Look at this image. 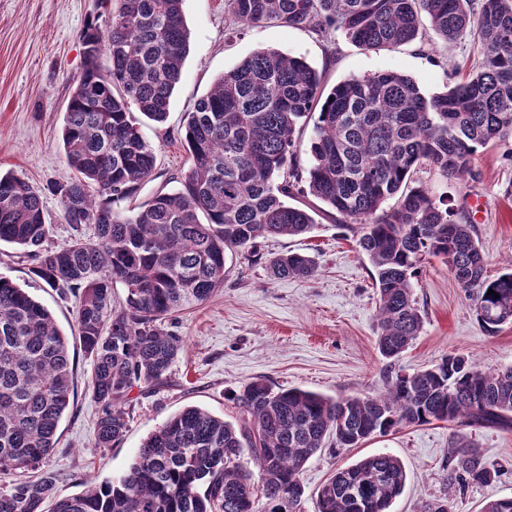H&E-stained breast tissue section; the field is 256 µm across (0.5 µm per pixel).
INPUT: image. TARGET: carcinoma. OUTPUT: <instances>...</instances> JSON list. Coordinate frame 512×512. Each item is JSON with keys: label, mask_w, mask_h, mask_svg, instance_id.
I'll list each match as a JSON object with an SVG mask.
<instances>
[{"label": "carcinoma", "mask_w": 512, "mask_h": 512, "mask_svg": "<svg viewBox=\"0 0 512 512\" xmlns=\"http://www.w3.org/2000/svg\"><path fill=\"white\" fill-rule=\"evenodd\" d=\"M103 2L112 9L80 35L83 70L64 112L68 174L43 187L0 174V242L24 250L31 273L60 297L78 298L76 328L93 363L87 389L98 407L97 447L123 440L133 390L142 395L167 381L185 341L164 323L224 287L227 253L313 229L310 212L290 203L296 196L335 211L374 268L377 345L389 363L422 330L414 280L429 257L448 266L486 332L512 323V261L488 277L468 214L415 179L432 170L463 190L477 179L472 163L480 149L512 142V0H224L231 35L273 21L311 27L330 45L338 32L377 49L422 41L426 21L446 42L473 37L480 62L465 81L429 96L396 71L327 92L303 58L257 51L185 113L191 165L180 186L127 209L121 204L156 169L139 117L166 121L190 32L184 0ZM314 113L303 164L297 134ZM46 194L58 198L74 231L67 243H48ZM392 198L396 205L386 207ZM86 224L93 235L83 234ZM269 271L312 277L316 264L287 253L270 259ZM118 286L124 297L116 306ZM72 375L69 341L52 314L0 274V473L44 466L74 402ZM233 400V423L194 406L168 418L111 483L62 494L44 471L0 485V512H44L48 501L51 512H283L286 496L288 512H303L300 475L326 439L358 448L433 421L456 434L448 497L424 512H453L456 495L497 475L460 431L512 429V366L485 371L453 353L412 374L388 375L386 392L375 397L333 399L258 380ZM246 456L259 469L258 486ZM406 479L396 456H365L319 487L317 512H390Z\"/></svg>", "instance_id": "carcinoma-1"}]
</instances>
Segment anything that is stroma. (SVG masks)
<instances>
[{
  "label": "stroma",
  "mask_w": 512,
  "mask_h": 512,
  "mask_svg": "<svg viewBox=\"0 0 512 512\" xmlns=\"http://www.w3.org/2000/svg\"><path fill=\"white\" fill-rule=\"evenodd\" d=\"M102 0H0V172H12L37 186L66 172L61 141L63 115L82 70L80 34L102 14ZM191 46L173 96L168 118L142 121L143 137L153 146L157 166L138 196L174 189L189 170L182 139L183 115L225 72L253 52L274 48L299 56L323 76L326 87L383 71L414 78L428 94L445 91L449 70L474 64L473 41L444 43L426 33L422 43L367 50L337 37L335 54L309 27L269 22L226 38L224 0H184ZM503 146L479 150L478 175L459 193L437 172L420 180L452 205L468 211L485 254L488 276H497L512 259V164ZM316 228L300 236L262 240L254 252L227 255L223 288L208 301L177 314L172 330L185 340L168 382L138 397L128 431L115 448L95 445L97 406L87 390L92 370L78 342L74 358L75 400L59 425V439L46 464L62 493L80 492V483L112 481L129 468L144 438L171 415L188 406L235 421L233 396L247 383L262 380L273 388L299 387L322 395L375 396L386 388L388 363L377 347L378 295L372 267L355 239L334 215H320ZM297 252L312 256L317 272L307 279L272 278L269 260ZM32 262L15 246L0 245V273L8 275L52 313L66 335L75 331V298L64 299L30 274ZM414 296L424 316L423 329L395 363L411 373L451 353L469 357L484 369L512 365V325L488 334L477 322L471 302L441 259L423 266ZM454 430L443 422L402 427L357 448L327 441L305 466L304 512H315L316 492L341 466L386 451L403 463L407 480L393 512H422L425 504L448 491V448ZM485 463L500 475L470 486L454 503V512H481L492 500L512 497V430L477 429L467 434Z\"/></svg>",
  "instance_id": "35a3bbf8"
}]
</instances>
